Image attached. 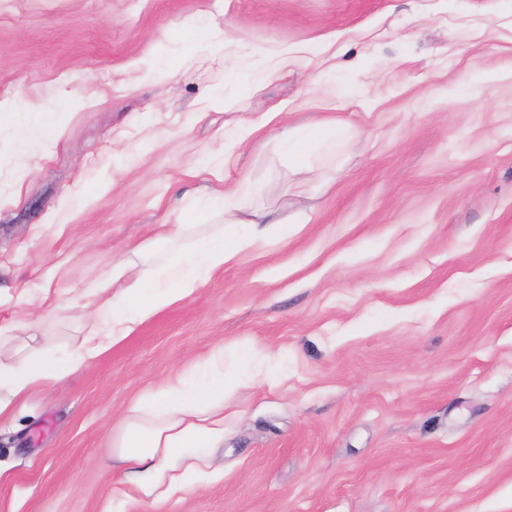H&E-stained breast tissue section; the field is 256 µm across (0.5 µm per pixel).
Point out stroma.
I'll use <instances>...</instances> for the list:
<instances>
[{
  "instance_id": "stroma-1",
  "label": "stroma",
  "mask_w": 512,
  "mask_h": 512,
  "mask_svg": "<svg viewBox=\"0 0 512 512\" xmlns=\"http://www.w3.org/2000/svg\"><path fill=\"white\" fill-rule=\"evenodd\" d=\"M1 103V324L241 177L287 222L0 414V512H101L126 404L218 343L281 361L223 479L138 512H512V0H0ZM345 131L336 120L317 121L301 128L285 130L282 147L288 154L291 172L296 175L310 174L313 171L312 157L322 150L336 149V140Z\"/></svg>"
}]
</instances>
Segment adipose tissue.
<instances>
[{"label":"adipose tissue","mask_w":512,"mask_h":512,"mask_svg":"<svg viewBox=\"0 0 512 512\" xmlns=\"http://www.w3.org/2000/svg\"><path fill=\"white\" fill-rule=\"evenodd\" d=\"M345 129L333 120L285 130L282 147L296 175L312 171L311 159L335 148ZM249 179L206 200L224 222L210 235H191L176 224L139 244L132 258H117L85 290L84 316L68 350L45 342L46 322L0 324V414L19 397L86 369L135 326L184 299L215 271L266 237L272 211L254 202ZM236 379L224 369V346L184 366L158 387L134 398L112 428V512L129 501L157 505L216 484L224 475V395Z\"/></svg>","instance_id":"ef3b65f1"}]
</instances>
